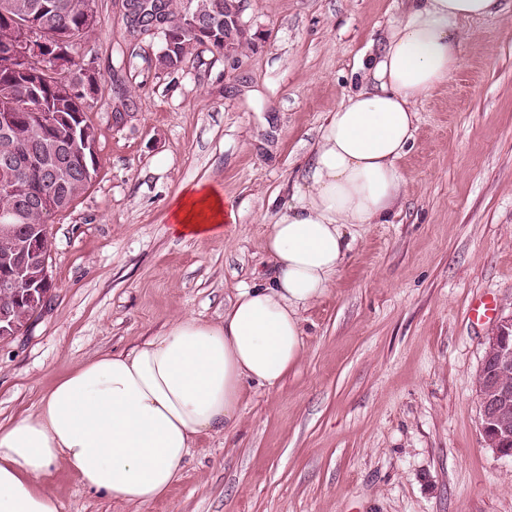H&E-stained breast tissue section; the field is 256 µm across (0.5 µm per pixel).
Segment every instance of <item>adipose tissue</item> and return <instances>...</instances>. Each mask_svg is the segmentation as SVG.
<instances>
[{"instance_id": "ef3b65f1", "label": "adipose tissue", "mask_w": 512, "mask_h": 512, "mask_svg": "<svg viewBox=\"0 0 512 512\" xmlns=\"http://www.w3.org/2000/svg\"><path fill=\"white\" fill-rule=\"evenodd\" d=\"M501 0H409L369 61L375 81L328 113L308 165L269 224V285L238 287L220 323L184 316L131 351L100 353L59 376L34 411L0 422V512H60L43 481L62 467L113 501L165 497L195 440L239 425L246 384L278 386L304 352L301 313L335 286L351 230L388 220L418 105L447 86L465 22ZM228 198L185 189L171 230L206 238L233 221Z\"/></svg>"}]
</instances>
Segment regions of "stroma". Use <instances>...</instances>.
Listing matches in <instances>:
<instances>
[{
    "label": "stroma",
    "mask_w": 512,
    "mask_h": 512,
    "mask_svg": "<svg viewBox=\"0 0 512 512\" xmlns=\"http://www.w3.org/2000/svg\"><path fill=\"white\" fill-rule=\"evenodd\" d=\"M404 0H245L235 60L198 47L160 69V39L131 45L121 0H95L76 57L100 72L87 116L98 174L50 226L55 287L27 330L0 341V422L57 376L193 316L224 319L266 279L264 232L318 130L361 84ZM465 26L447 88L418 107L388 223L353 228L330 293L302 311L304 354L275 388L247 386L241 422L202 436L167 497L112 502L64 469L61 512H512V461L487 448L476 379L512 314V0ZM136 103L116 121L115 83ZM204 182L235 224L172 236L168 214ZM495 303L476 320L471 305Z\"/></svg>",
    "instance_id": "stroma-1"
}]
</instances>
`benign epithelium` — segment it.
Here are the masks:
<instances>
[{"instance_id":"benign-epithelium-1","label":"benign epithelium","mask_w":512,"mask_h":512,"mask_svg":"<svg viewBox=\"0 0 512 512\" xmlns=\"http://www.w3.org/2000/svg\"><path fill=\"white\" fill-rule=\"evenodd\" d=\"M242 29L241 16L224 20V49L221 50L224 59L235 58V35ZM150 34L162 40V51L170 54L178 50V41L164 25L152 28ZM76 41L77 37L71 36L61 42L54 33L44 28L23 26L0 47V68L12 70L18 76L44 80L51 78L64 96L70 97L85 89L89 91L97 83L99 72L93 58L83 61L80 70H74L72 60ZM13 137L10 120L1 121L0 140L5 142V147L0 151V194L4 196L14 194V183L20 174L29 166L39 163L38 154H22L10 146ZM46 208L48 205L44 195L32 188L16 206L0 210V222L24 224L29 216ZM48 228L47 224L32 225L26 248L12 257L15 267L27 271L25 294L19 293L13 278L5 275L0 277V334L3 336L9 333V328L15 327L14 311L8 307V303L22 296L33 299L35 292L52 287L48 274ZM485 360L493 362V368L483 383L490 395L485 397L482 432L487 447L501 458L512 459V417L508 414L512 391L502 386L500 381L501 375L512 370V315L498 322L489 337Z\"/></svg>"}]
</instances>
